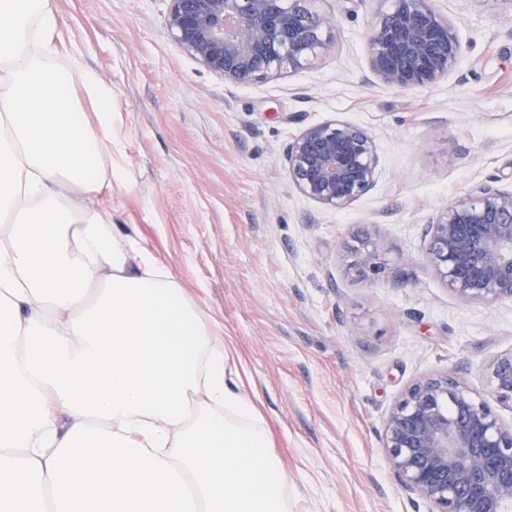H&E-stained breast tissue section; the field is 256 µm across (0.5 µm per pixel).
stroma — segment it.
Listing matches in <instances>:
<instances>
[{
	"label": "stroma",
	"instance_id": "stroma-1",
	"mask_svg": "<svg viewBox=\"0 0 512 512\" xmlns=\"http://www.w3.org/2000/svg\"><path fill=\"white\" fill-rule=\"evenodd\" d=\"M62 57L112 87V141L128 184L90 197L175 275L230 356L288 475V512H432L381 447L413 381L451 373L485 396L484 363L512 351V301L460 304L427 261L449 201L512 184V0H434L462 45L436 86L380 85L367 37L379 0H316L335 15L316 60L263 82H225L171 37L169 0H55ZM366 129L373 189L328 211L288 178L307 125ZM378 280L350 269L357 236Z\"/></svg>",
	"mask_w": 512,
	"mask_h": 512
}]
</instances>
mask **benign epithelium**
<instances>
[{"label": "benign epithelium", "mask_w": 512, "mask_h": 512, "mask_svg": "<svg viewBox=\"0 0 512 512\" xmlns=\"http://www.w3.org/2000/svg\"><path fill=\"white\" fill-rule=\"evenodd\" d=\"M174 41L231 84L262 82L310 64L327 47L336 18L315 0H169ZM368 34L376 80L399 91L437 85L455 67L461 43L432 0H383ZM288 176L324 209L351 205L375 185L378 156L362 127L311 124L288 145ZM355 276L379 274L377 245L360 240ZM427 259L462 304L512 301V188L472 186L429 226ZM488 395L512 410V351L483 365ZM386 458L403 489L434 512H512V425L445 373L411 383L383 430Z\"/></svg>", "instance_id": "7a95c632"}]
</instances>
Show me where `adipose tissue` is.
I'll use <instances>...</instances> for the list:
<instances>
[{"mask_svg": "<svg viewBox=\"0 0 512 512\" xmlns=\"http://www.w3.org/2000/svg\"><path fill=\"white\" fill-rule=\"evenodd\" d=\"M62 38L53 0H0V512H287L215 328L78 201L129 173Z\"/></svg>", "mask_w": 512, "mask_h": 512, "instance_id": "ef3b65f1", "label": "adipose tissue"}]
</instances>
